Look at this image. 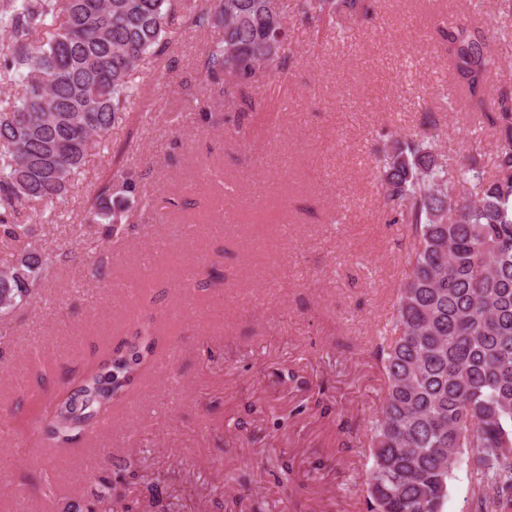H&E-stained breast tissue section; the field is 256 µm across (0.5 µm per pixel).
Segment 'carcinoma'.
I'll use <instances>...</instances> for the list:
<instances>
[{
	"label": "carcinoma",
	"instance_id": "carcinoma-1",
	"mask_svg": "<svg viewBox=\"0 0 512 512\" xmlns=\"http://www.w3.org/2000/svg\"><path fill=\"white\" fill-rule=\"evenodd\" d=\"M0 0V68L23 85L0 100V238L33 239L44 212L67 198L87 158L106 144L135 99L133 76L180 30H214L198 65L200 88L250 105L258 73L284 70L287 16L279 0ZM376 0H299L313 23L374 16ZM448 66L468 106L483 109L497 59L480 28L444 33ZM496 137L486 166L448 161L428 134L394 135L378 151L376 185L394 224L407 229L408 277L376 356L386 390L368 436L365 492L371 512H442L448 482L467 460L481 486L474 512H512V92L484 113ZM37 221L20 224V206ZM157 209L143 174L118 169L87 196L84 221L110 239ZM64 250L30 246L0 267V316L41 285ZM157 345L137 330L77 377L43 432L64 449L110 416Z\"/></svg>",
	"mask_w": 512,
	"mask_h": 512
}]
</instances>
